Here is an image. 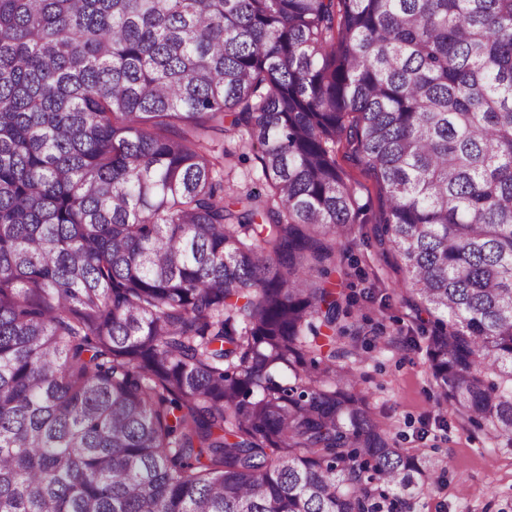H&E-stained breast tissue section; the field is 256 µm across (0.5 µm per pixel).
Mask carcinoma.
<instances>
[{
  "instance_id": "cac0c4a2",
  "label": "carcinoma",
  "mask_w": 512,
  "mask_h": 512,
  "mask_svg": "<svg viewBox=\"0 0 512 512\" xmlns=\"http://www.w3.org/2000/svg\"><path fill=\"white\" fill-rule=\"evenodd\" d=\"M343 142L441 402L512 448V0H0V512L438 488L353 367Z\"/></svg>"
}]
</instances>
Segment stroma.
Masks as SVG:
<instances>
[{"label":"stroma","instance_id":"obj_1","mask_svg":"<svg viewBox=\"0 0 512 512\" xmlns=\"http://www.w3.org/2000/svg\"><path fill=\"white\" fill-rule=\"evenodd\" d=\"M336 162L355 187L363 210L348 254L346 287L361 295L359 327L368 338L361 371L370 404L400 445L449 460L451 469L431 494L416 496L413 512H512V448H496L483 432L449 417L438 426L436 391L430 381L425 341L413 310L402 303L403 279L395 253L375 241L379 197L374 180L336 150Z\"/></svg>","mask_w":512,"mask_h":512}]
</instances>
